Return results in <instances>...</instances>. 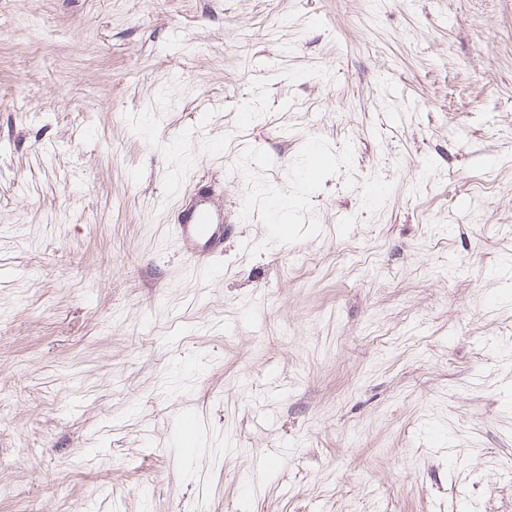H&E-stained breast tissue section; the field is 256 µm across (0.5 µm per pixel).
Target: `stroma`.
I'll use <instances>...</instances> for the list:
<instances>
[{
    "mask_svg": "<svg viewBox=\"0 0 512 512\" xmlns=\"http://www.w3.org/2000/svg\"><path fill=\"white\" fill-rule=\"evenodd\" d=\"M0 512H512V0H0ZM178 224L173 234L197 270L224 250V210L215 205L209 186L189 185L177 201Z\"/></svg>",
    "mask_w": 512,
    "mask_h": 512,
    "instance_id": "35a3bbf8",
    "label": "stroma"
}]
</instances>
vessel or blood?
Segmentation results:
<instances>
[{"label":"vessel or blood","mask_w":512,"mask_h":512,"mask_svg":"<svg viewBox=\"0 0 512 512\" xmlns=\"http://www.w3.org/2000/svg\"><path fill=\"white\" fill-rule=\"evenodd\" d=\"M174 238L195 269L224 250V211L215 205L209 186H188L177 201Z\"/></svg>","instance_id":"1"}]
</instances>
